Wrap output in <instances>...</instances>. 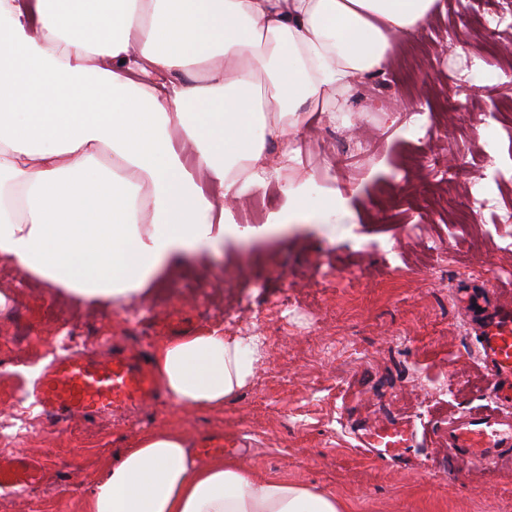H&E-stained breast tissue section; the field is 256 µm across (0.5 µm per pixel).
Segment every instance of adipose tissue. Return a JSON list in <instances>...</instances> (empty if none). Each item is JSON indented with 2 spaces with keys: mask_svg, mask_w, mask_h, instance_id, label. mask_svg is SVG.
<instances>
[{
  "mask_svg": "<svg viewBox=\"0 0 512 512\" xmlns=\"http://www.w3.org/2000/svg\"><path fill=\"white\" fill-rule=\"evenodd\" d=\"M436 0H0V258L84 303H122L232 222L200 182L239 196L283 175L306 218L295 136L332 93L380 70ZM191 145L188 168L175 141ZM260 337L201 329L159 345L171 403L223 408ZM83 512H347L330 493L199 464L181 433L140 435Z\"/></svg>",
  "mask_w": 512,
  "mask_h": 512,
  "instance_id": "1",
  "label": "adipose tissue"
}]
</instances>
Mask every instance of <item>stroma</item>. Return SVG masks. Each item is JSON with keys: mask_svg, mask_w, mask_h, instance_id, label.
<instances>
[{"mask_svg": "<svg viewBox=\"0 0 512 512\" xmlns=\"http://www.w3.org/2000/svg\"><path fill=\"white\" fill-rule=\"evenodd\" d=\"M512 0H439L394 42L382 74L355 83L336 119L312 113L297 137L313 189L351 192L348 213L280 224L259 237L187 253L130 304L85 306L0 259V416L34 404L52 341L70 332L80 354L130 348L150 359L162 342L201 328L263 338L266 357L218 411H184L161 398L147 412L36 420L0 460L39 478L0 491V512H79L80 502L140 434L174 427L201 443L239 442L235 460L259 475L335 494L348 512H512V459L484 467L448 456V419L489 405L461 290L495 285L512 300ZM470 55L480 74L449 82ZM421 114L408 134L407 110ZM478 184L496 201L457 221ZM400 449L370 453L376 433Z\"/></svg>", "mask_w": 512, "mask_h": 512, "instance_id": "obj_1", "label": "stroma"}]
</instances>
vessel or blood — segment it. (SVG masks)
I'll list each match as a JSON object with an SVG mask.
<instances>
[{"label":"vessel or blood","instance_id":"vessel-or-blood-1","mask_svg":"<svg viewBox=\"0 0 512 512\" xmlns=\"http://www.w3.org/2000/svg\"><path fill=\"white\" fill-rule=\"evenodd\" d=\"M478 352L491 378L488 396L494 406L448 421L449 450L483 464L512 454V418L501 407H512V304L478 298ZM160 394L153 368L131 351L113 353L105 361L82 356L57 360L44 374L37 401L51 417L116 415L145 407Z\"/></svg>","mask_w":512,"mask_h":512}]
</instances>
